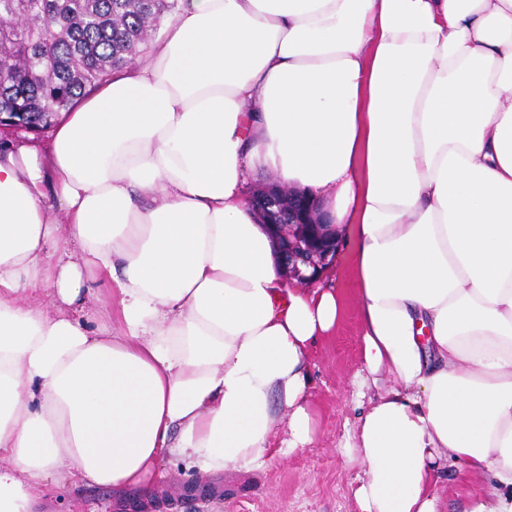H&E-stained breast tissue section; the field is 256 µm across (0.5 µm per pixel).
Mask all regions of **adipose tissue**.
I'll return each mask as SVG.
<instances>
[{
    "label": "adipose tissue",
    "instance_id": "ef3b65f1",
    "mask_svg": "<svg viewBox=\"0 0 512 512\" xmlns=\"http://www.w3.org/2000/svg\"><path fill=\"white\" fill-rule=\"evenodd\" d=\"M48 140L0 139V512L313 440L331 283L285 284L259 169L341 224L363 361L358 512H512V0H179ZM286 427L285 445L275 431ZM438 482L436 493L440 507L445 512H465L470 510L471 500L483 486V478L478 475L462 476L458 468H449L443 472Z\"/></svg>",
    "mask_w": 512,
    "mask_h": 512
}]
</instances>
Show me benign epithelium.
Returning <instances> with one entry per match:
<instances>
[{
    "mask_svg": "<svg viewBox=\"0 0 512 512\" xmlns=\"http://www.w3.org/2000/svg\"><path fill=\"white\" fill-rule=\"evenodd\" d=\"M249 205L271 239L285 280L311 283L336 262V224L304 191L273 180L251 192Z\"/></svg>",
    "mask_w": 512,
    "mask_h": 512,
    "instance_id": "benign-epithelium-1",
    "label": "benign epithelium"
}]
</instances>
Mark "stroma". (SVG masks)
<instances>
[{"label":"stroma","instance_id":"35a3bbf8","mask_svg":"<svg viewBox=\"0 0 512 512\" xmlns=\"http://www.w3.org/2000/svg\"><path fill=\"white\" fill-rule=\"evenodd\" d=\"M336 264L342 315L309 361L308 401L318 414L312 442L256 471L205 474L166 467L154 478V496L141 512H356L351 488L361 466L356 457L344 452L343 445L369 404L361 388L368 372L362 359L360 302L348 250L339 252ZM482 485L481 476H466L454 467L442 473L436 488L442 512H468ZM41 512L119 510L110 488L82 486L65 496H51Z\"/></svg>","mask_w":512,"mask_h":512}]
</instances>
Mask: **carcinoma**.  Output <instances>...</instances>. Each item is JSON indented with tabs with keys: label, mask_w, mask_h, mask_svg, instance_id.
<instances>
[{
	"label": "carcinoma",
	"mask_w": 512,
	"mask_h": 512,
	"mask_svg": "<svg viewBox=\"0 0 512 512\" xmlns=\"http://www.w3.org/2000/svg\"><path fill=\"white\" fill-rule=\"evenodd\" d=\"M178 0H0V112L38 135L144 57Z\"/></svg>",
	"instance_id": "obj_1"
}]
</instances>
